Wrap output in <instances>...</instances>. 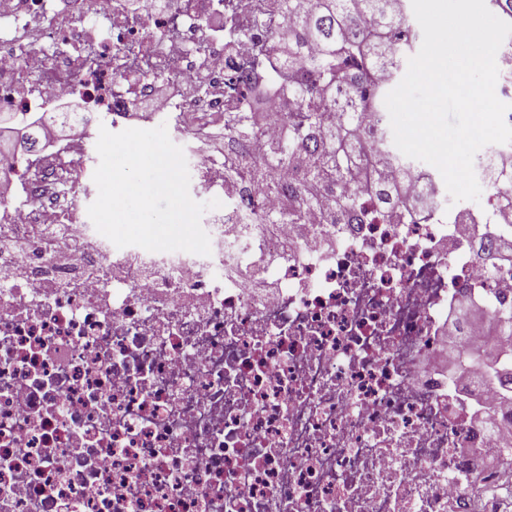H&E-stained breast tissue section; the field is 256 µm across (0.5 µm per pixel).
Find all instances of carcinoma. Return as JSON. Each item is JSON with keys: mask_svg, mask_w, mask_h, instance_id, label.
<instances>
[{"mask_svg": "<svg viewBox=\"0 0 512 512\" xmlns=\"http://www.w3.org/2000/svg\"><path fill=\"white\" fill-rule=\"evenodd\" d=\"M399 0H315L312 10L294 16L288 30V52L267 60L262 71L240 93L250 99V110L235 112L224 123V138L251 142L259 138L262 122L256 102L274 93L288 101L282 118L283 135L262 143L259 159L250 162L251 172L267 186H277V175L286 167L301 174L288 194V222L299 223L306 211L323 205V192L336 185L351 184L354 191L338 194L328 208L338 215H351L362 209L363 198L372 193L388 207L401 204L396 211L399 222L422 218L425 210L408 204L399 191L400 184L387 183L383 165L374 158V148L357 134L364 112L383 111L384 92L396 78L401 61L419 39L405 7ZM365 14L373 28L358 30L359 16ZM323 106L340 112L336 124L329 127L321 115L307 108L310 97ZM68 126L86 121L83 112L39 114L28 124L25 151L36 146L42 132L41 120ZM493 339L512 336V313L488 310ZM484 355L496 360L494 378H512V357L499 359L493 348L462 351L457 366L463 368Z\"/></svg>", "mask_w": 512, "mask_h": 512, "instance_id": "1", "label": "carcinoma"}]
</instances>
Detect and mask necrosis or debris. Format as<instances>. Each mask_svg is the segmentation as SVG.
I'll list each match as a JSON object with an SVG mask.
<instances>
[{
	"label": "necrosis or debris",
	"mask_w": 512,
	"mask_h": 512,
	"mask_svg": "<svg viewBox=\"0 0 512 512\" xmlns=\"http://www.w3.org/2000/svg\"><path fill=\"white\" fill-rule=\"evenodd\" d=\"M283 0H0V109L79 95L123 126L134 103L188 147L194 200L219 199L207 256L116 248L77 205L92 128L0 157V512H475L484 461L512 441V406L478 366L449 378L448 348L487 327L449 308L512 310L492 271L505 224L458 223L440 173L409 191L427 222L283 223L277 188L224 176L260 141L203 138L247 102L251 76L291 27ZM485 191L512 185V148L479 151ZM54 225L47 243L42 229Z\"/></svg>",
	"instance_id": "obj_1"
}]
</instances>
